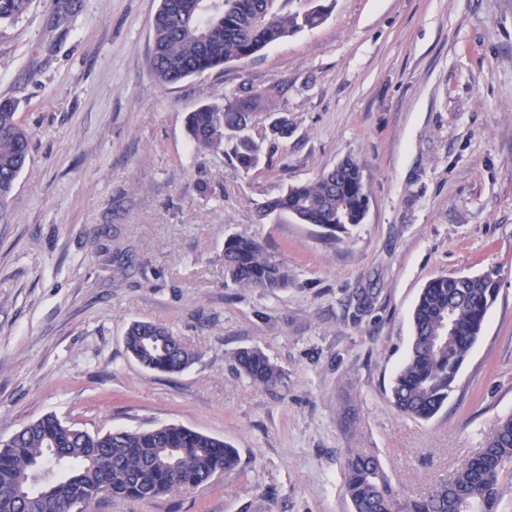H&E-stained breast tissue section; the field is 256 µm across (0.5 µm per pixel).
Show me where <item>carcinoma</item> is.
Listing matches in <instances>:
<instances>
[{
	"label": "carcinoma",
	"instance_id": "obj_1",
	"mask_svg": "<svg viewBox=\"0 0 512 512\" xmlns=\"http://www.w3.org/2000/svg\"><path fill=\"white\" fill-rule=\"evenodd\" d=\"M32 0H0V23L16 22ZM216 11L198 12L195 0H160L150 21L148 67L161 86L248 59L299 30L321 25L327 8L290 10L293 0H218ZM265 109L274 115L269 136H288V117L279 114L267 89H244L220 103L203 104L187 115V130L198 150L218 152L232 145L231 158L248 174L258 170L263 141L240 125L239 113ZM31 132L19 120L17 104L0 98V219L5 217L17 180L29 163ZM369 204L362 166L346 159L316 179L289 185L264 202L259 215H300L307 224L326 225L336 240L362 223ZM224 276L240 288L274 292L288 287L291 274L255 237L237 234L224 243ZM497 297L489 274L439 275L422 288L412 312L408 355L391 386V403L401 414L428 421L448 402L457 375L478 341ZM126 351L144 368L167 374L184 371L195 354L169 327L135 321ZM240 373L273 388L281 370L258 347L235 355ZM237 452L223 440L182 425L146 430L79 433L54 415H45L0 446V512H70L75 501L90 502L104 491L112 499H154L194 489L234 469ZM512 486V414L501 417L474 457L461 460L448 479L425 496L403 499L379 458L350 448L343 491L353 512H498Z\"/></svg>",
	"mask_w": 512,
	"mask_h": 512
}]
</instances>
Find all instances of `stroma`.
Returning a JSON list of instances; mask_svg holds the SVG:
<instances>
[{
  "label": "stroma",
  "mask_w": 512,
  "mask_h": 512,
  "mask_svg": "<svg viewBox=\"0 0 512 512\" xmlns=\"http://www.w3.org/2000/svg\"><path fill=\"white\" fill-rule=\"evenodd\" d=\"M320 2V26L168 87L147 64L158 0H33L0 25V96L33 133L0 221V439L53 414L90 432L178 424L239 454L197 489L86 512H353L348 448L416 498L512 413V0ZM245 84L291 125L249 175L185 126ZM347 158L369 190L349 234L259 218ZM235 234L288 267V288L225 282ZM490 271L498 296L447 406L401 415L390 385L421 289ZM135 320L169 326L195 361L140 366L124 347ZM252 346L282 385L236 371Z\"/></svg>",
  "instance_id": "1"
}]
</instances>
